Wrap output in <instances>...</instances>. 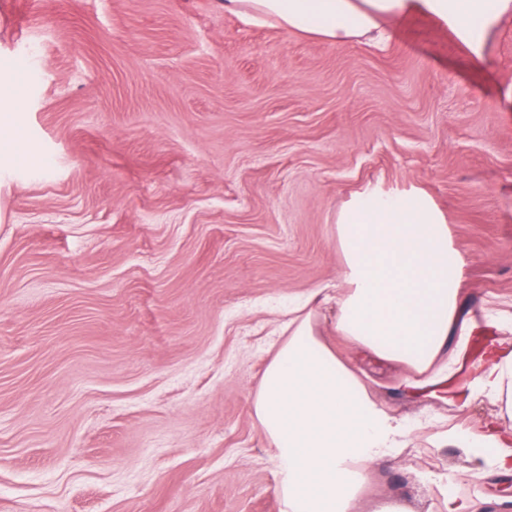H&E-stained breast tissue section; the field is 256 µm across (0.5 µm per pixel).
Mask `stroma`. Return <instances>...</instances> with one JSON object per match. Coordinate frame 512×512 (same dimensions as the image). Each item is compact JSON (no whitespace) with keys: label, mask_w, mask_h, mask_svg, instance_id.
<instances>
[{"label":"stroma","mask_w":512,"mask_h":512,"mask_svg":"<svg viewBox=\"0 0 512 512\" xmlns=\"http://www.w3.org/2000/svg\"><path fill=\"white\" fill-rule=\"evenodd\" d=\"M0 512H281L252 393L291 298L335 283L336 216L366 184L417 188L464 261V314L512 319V18L472 64L415 13L338 44L222 0H0ZM318 339L414 425L360 512L462 481L439 425L494 411L422 402L408 370Z\"/></svg>","instance_id":"stroma-1"}]
</instances>
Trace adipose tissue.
<instances>
[{"instance_id":"obj_1","label":"adipose tissue","mask_w":512,"mask_h":512,"mask_svg":"<svg viewBox=\"0 0 512 512\" xmlns=\"http://www.w3.org/2000/svg\"><path fill=\"white\" fill-rule=\"evenodd\" d=\"M339 44L389 40L398 18L431 17L481 64L490 33L512 0H224ZM336 247L343 286L319 289L291 310L288 335L267 364L253 413L277 464L281 512H359L371 468L408 442L406 422L371 399L359 377L314 332L333 304L338 335L378 359L406 366L404 390L456 403L479 397L498 412L480 434L438 431L491 470L512 474V340L491 314L459 317L463 261L433 201L415 190L369 186L339 211Z\"/></svg>"}]
</instances>
